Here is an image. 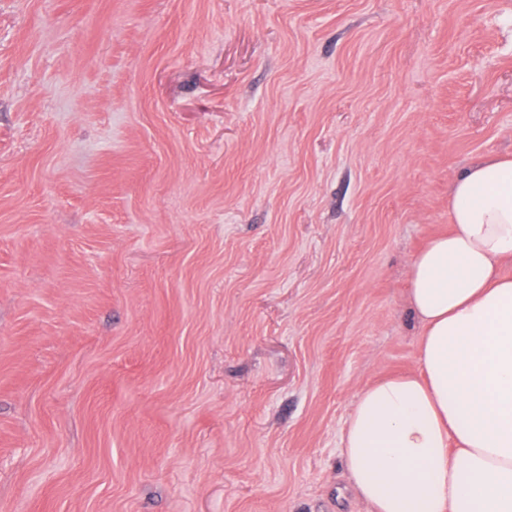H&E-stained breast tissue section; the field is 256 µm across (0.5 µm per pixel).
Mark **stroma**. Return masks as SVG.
I'll use <instances>...</instances> for the list:
<instances>
[{
    "instance_id": "stroma-1",
    "label": "stroma",
    "mask_w": 512,
    "mask_h": 512,
    "mask_svg": "<svg viewBox=\"0 0 512 512\" xmlns=\"http://www.w3.org/2000/svg\"><path fill=\"white\" fill-rule=\"evenodd\" d=\"M512 156V0H0V512H369L357 393Z\"/></svg>"
}]
</instances>
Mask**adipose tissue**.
<instances>
[{
  "instance_id": "1",
  "label": "adipose tissue",
  "mask_w": 512,
  "mask_h": 512,
  "mask_svg": "<svg viewBox=\"0 0 512 512\" xmlns=\"http://www.w3.org/2000/svg\"><path fill=\"white\" fill-rule=\"evenodd\" d=\"M413 258L418 370L364 387L341 454L371 512H512V158L453 183Z\"/></svg>"
}]
</instances>
